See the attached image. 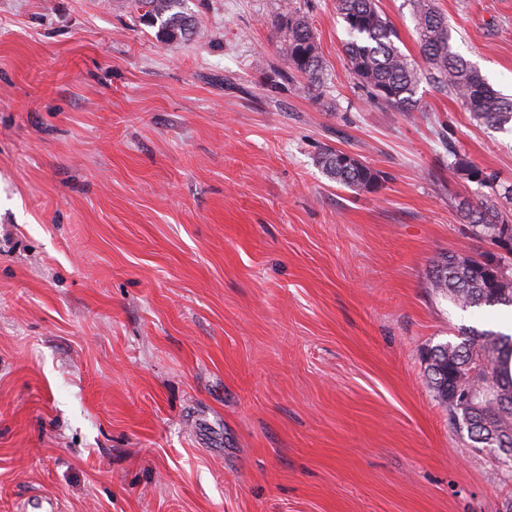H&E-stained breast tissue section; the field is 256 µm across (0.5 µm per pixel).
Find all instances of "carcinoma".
<instances>
[{"label":"carcinoma","instance_id":"obj_1","mask_svg":"<svg viewBox=\"0 0 512 512\" xmlns=\"http://www.w3.org/2000/svg\"><path fill=\"white\" fill-rule=\"evenodd\" d=\"M142 17L158 26L157 37L164 43L186 39L194 25L184 13L172 12L175 0H132ZM420 53L426 68L419 69L395 45L397 30L383 18L376 0H336L350 39L345 43L349 68L370 97L397 112H410L416 104L418 87L426 82L457 98L483 125L501 127L512 122V98L496 91L470 61L452 50L448 17L432 0H411ZM284 56L289 65L288 80L303 78L309 89L319 91L325 84V63L308 13L293 0H284L277 21ZM341 151L328 148L317 164L336 183L356 190L375 191L380 187L379 171L360 160L345 163ZM452 170L483 187L495 184V176L450 151ZM462 219L473 235L487 240L512 226L495 201L464 208ZM430 287L448 296L463 309L505 306L512 308V270L493 281L485 268L474 265L468 256L448 254L433 262ZM512 357V334L494 329L466 327L457 342L433 348L426 358V372L437 402L448 409L453 429L466 414L450 401L456 388L477 395L472 412L476 422L512 439V375L505 364Z\"/></svg>","mask_w":512,"mask_h":512}]
</instances>
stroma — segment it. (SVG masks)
<instances>
[{"label":"stroma","instance_id":"obj_1","mask_svg":"<svg viewBox=\"0 0 512 512\" xmlns=\"http://www.w3.org/2000/svg\"><path fill=\"white\" fill-rule=\"evenodd\" d=\"M308 10L326 92L288 79L282 0H0V512H505L512 484L448 422L428 351L511 310L436 294L460 216L512 183V123L353 78L336 0ZM419 61L409 0H378ZM512 98V0H435ZM378 190L331 181L324 147ZM137 11L152 24H158L157 37L170 43L187 39L193 34L194 25L184 13H171L175 0H132ZM451 156L454 157L453 162L449 163V166L452 170L457 172L460 175H465L466 179L471 182H476L483 187H490L493 189L496 196L499 198L505 199L506 201L512 200V185L503 186L499 185V189H495L493 185L495 184V176L493 173H488L484 169L478 167L474 163H472L467 157L458 154L457 152L450 151ZM475 177L472 178V177ZM497 187L498 185L495 184Z\"/></svg>","mask_w":512,"mask_h":512}]
</instances>
